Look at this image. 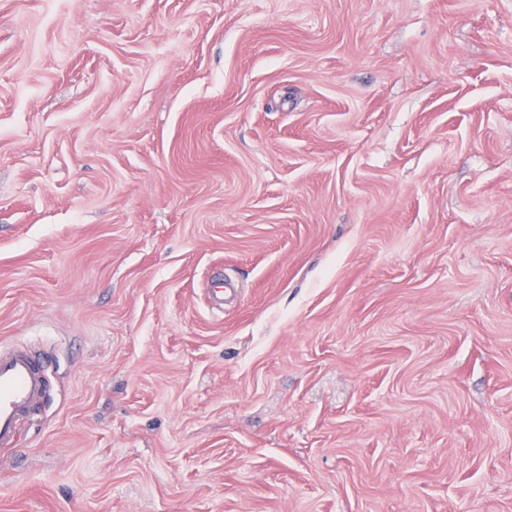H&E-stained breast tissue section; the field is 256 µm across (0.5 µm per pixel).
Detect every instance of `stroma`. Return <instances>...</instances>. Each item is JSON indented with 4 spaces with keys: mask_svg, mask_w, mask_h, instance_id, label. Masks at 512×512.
Returning a JSON list of instances; mask_svg holds the SVG:
<instances>
[{
    "mask_svg": "<svg viewBox=\"0 0 512 512\" xmlns=\"http://www.w3.org/2000/svg\"><path fill=\"white\" fill-rule=\"evenodd\" d=\"M16 342L0 512H512V0H0ZM48 390L47 369L40 355L24 344L0 345V450L17 448Z\"/></svg>",
    "mask_w": 512,
    "mask_h": 512,
    "instance_id": "stroma-1",
    "label": "stroma"
}]
</instances>
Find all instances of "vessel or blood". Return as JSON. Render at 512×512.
Returning a JSON list of instances; mask_svg holds the SVG:
<instances>
[{
  "label": "vessel or blood",
  "mask_w": 512,
  "mask_h": 512,
  "mask_svg": "<svg viewBox=\"0 0 512 512\" xmlns=\"http://www.w3.org/2000/svg\"><path fill=\"white\" fill-rule=\"evenodd\" d=\"M48 390L47 369L40 355L23 344L0 345V450L18 446Z\"/></svg>",
  "instance_id": "b4317fda"
}]
</instances>
